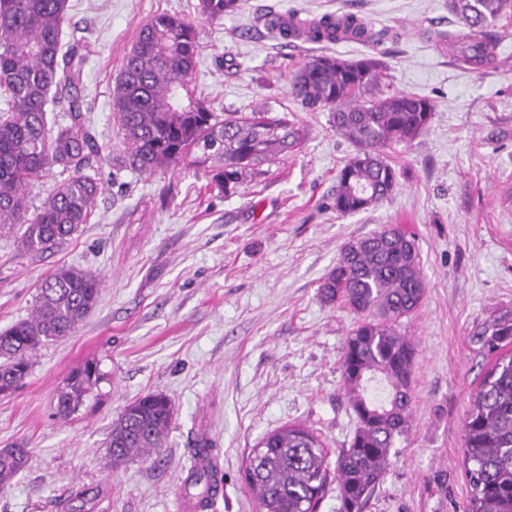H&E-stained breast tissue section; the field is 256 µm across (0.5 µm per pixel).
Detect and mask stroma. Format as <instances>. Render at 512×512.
Returning <instances> with one entry per match:
<instances>
[{"label": "stroma", "mask_w": 512, "mask_h": 512, "mask_svg": "<svg viewBox=\"0 0 512 512\" xmlns=\"http://www.w3.org/2000/svg\"><path fill=\"white\" fill-rule=\"evenodd\" d=\"M196 3L70 0L69 26L92 48L82 93L104 189L89 223L51 251L24 255L15 234L0 235V331L29 315L56 267L101 274L104 288L77 331L41 348L21 386L0 397V448L30 451L0 490V512H178L203 438L223 484L208 512H257L241 473L264 435L300 423L338 455L357 427L340 359L360 318L324 303L319 286L346 242L385 224L414 235L425 295L397 324L417 348L412 415L364 512H465L464 418L495 361L472 334L512 309V11L496 26V66L474 71L435 39L459 27L448 0H246L223 23L199 22L197 92L219 112L287 113L298 145L230 193L195 168L113 178L122 147L111 94L125 54L153 15L196 20ZM286 13H353L390 35L378 47L287 42L268 25ZM372 52L394 89L430 98L435 111L419 138L387 150L393 193L342 216L332 197L355 147L329 110H302L288 81L311 58ZM88 361L103 378L59 420L55 393ZM149 392L174 407L166 446L112 467V422Z\"/></svg>", "instance_id": "1"}]
</instances>
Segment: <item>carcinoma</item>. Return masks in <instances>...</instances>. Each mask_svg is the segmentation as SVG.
I'll return each instance as SVG.
<instances>
[{
  "label": "carcinoma",
  "instance_id": "cac0c4a2",
  "mask_svg": "<svg viewBox=\"0 0 512 512\" xmlns=\"http://www.w3.org/2000/svg\"><path fill=\"white\" fill-rule=\"evenodd\" d=\"M242 0H198L199 19L215 23L238 13ZM512 0H448L461 29L442 33L457 60L481 70L495 61L492 29ZM69 0H0V233L20 227L18 246L38 255L65 241L88 223L103 186L93 169L99 155L81 94L87 47L62 43ZM351 37L378 46L389 31H372L352 14L324 16L306 39L335 42ZM200 56L197 24L169 13L147 20L126 53L112 90L114 124L124 152L119 168L152 174L184 162L212 168L213 181L229 191L242 177L292 147L297 130L288 116L254 108L225 117L196 96L193 75ZM288 93L302 108L332 112L336 132L356 154L337 177L333 208L346 216L366 211L392 194L398 173L385 151L414 142L428 127L433 101L393 89L388 67L371 54L359 59L317 56L292 75ZM60 108L50 121L47 106ZM64 179L41 206L30 204L31 189L48 175ZM103 278L60 266L41 281L30 315L0 333V396L15 392L28 376L37 352L70 336L101 299ZM322 301H340L360 322L343 348L344 388L358 426L348 448L330 467L320 436L302 424L266 434L243 468L242 478L258 512H317L327 488L336 483L340 512H363L390 465L395 437L410 420L415 345L396 322L421 303L425 286L412 236L385 224L346 243L319 287ZM479 349L497 355L484 374L464 423L466 512H512V312L486 322L472 337ZM101 379L98 364L76 367L56 392V415H75ZM388 394L368 395L372 382ZM162 393H148L125 405L112 422L106 448L112 465L159 455L172 423ZM29 461L21 446L0 449V489ZM200 492L188 498L203 510L218 490L217 470L198 464L186 481Z\"/></svg>",
  "mask_w": 512,
  "mask_h": 512
}]
</instances>
